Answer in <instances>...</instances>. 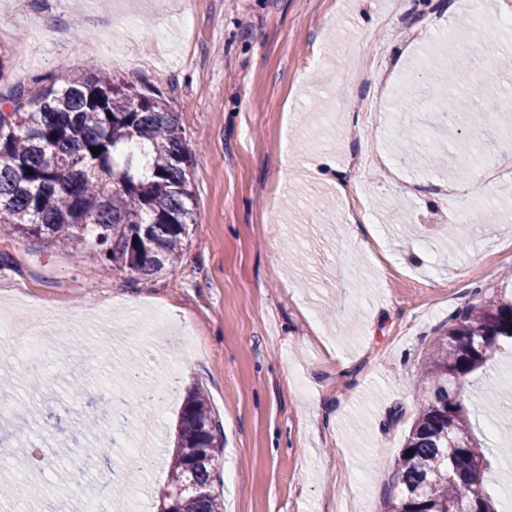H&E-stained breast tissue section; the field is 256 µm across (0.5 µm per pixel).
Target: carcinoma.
I'll use <instances>...</instances> for the list:
<instances>
[{
	"label": "carcinoma",
	"instance_id": "carcinoma-1",
	"mask_svg": "<svg viewBox=\"0 0 512 512\" xmlns=\"http://www.w3.org/2000/svg\"><path fill=\"white\" fill-rule=\"evenodd\" d=\"M9 100L11 111L0 112V226L85 242L98 248L104 269L133 279L168 272L186 249L194 196L191 152L166 99L77 73L60 85L20 86ZM438 111L435 140L454 137L455 106ZM396 157L404 165L430 159L416 143ZM474 296L478 302L451 315L434 338L424 364L430 386L418 395L393 466L398 492L385 498L384 512H498L483 486L489 461L472 438L465 387L503 343L512 345V294ZM196 448L208 462L191 469ZM222 450L221 426L194 388L182 404L167 489L190 478L206 492L185 494L177 512H224L214 491Z\"/></svg>",
	"mask_w": 512,
	"mask_h": 512
}]
</instances>
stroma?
<instances>
[{"label": "stroma", "mask_w": 512, "mask_h": 512, "mask_svg": "<svg viewBox=\"0 0 512 512\" xmlns=\"http://www.w3.org/2000/svg\"><path fill=\"white\" fill-rule=\"evenodd\" d=\"M511 11L507 0H0V95L107 74L162 93L193 153L195 222L167 273L134 281L105 272L95 249L0 231V315L16 347L0 401L35 405L0 421V474L19 479L20 445L45 450L37 512H78L66 493L77 460L101 512H157L193 388L223 428L224 512H380L436 328L474 288L512 286V179L469 192L458 172L475 155L512 172V112L464 126L445 165L397 173L408 118L390 90L414 82L429 131L440 98L478 107L451 81L459 66L512 88V27L492 24ZM476 41L496 55L473 59ZM371 99L382 108L368 114ZM367 153L372 166L355 165ZM322 158L352 176L345 191L309 178ZM361 194L383 238L366 249L347 216ZM49 309L67 322L29 357ZM132 360L161 390L157 431L116 494L142 405L106 379ZM489 390L512 400L511 350L472 376V397ZM106 428L111 443L86 459ZM472 433L490 450L484 486L505 504L512 432L476 419Z\"/></svg>", "instance_id": "obj_1"}]
</instances>
